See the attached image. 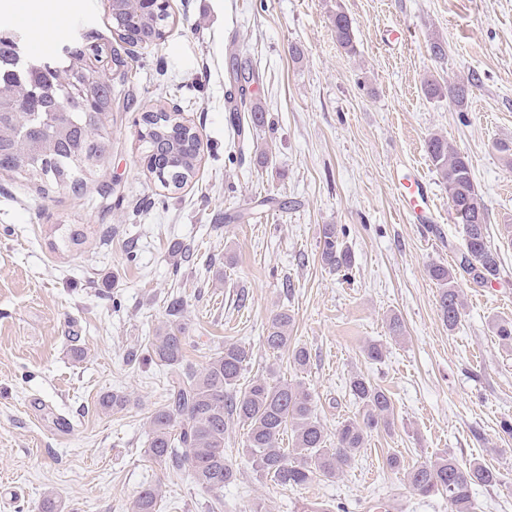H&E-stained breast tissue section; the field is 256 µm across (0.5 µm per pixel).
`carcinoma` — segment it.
<instances>
[{"label": "carcinoma", "instance_id": "cac0c4a2", "mask_svg": "<svg viewBox=\"0 0 512 512\" xmlns=\"http://www.w3.org/2000/svg\"><path fill=\"white\" fill-rule=\"evenodd\" d=\"M111 10L112 27L120 41L158 46L165 40L168 8L147 6L142 0H115ZM332 25L337 44L354 52L356 35L350 17L338 8ZM83 56L79 46L64 49L62 55L38 56L20 35L0 30V60L11 59L19 65L17 75L7 81L0 78V170L41 182L43 192L48 186L81 187L91 173L84 158L101 160L109 149L104 120L112 105V83L85 68ZM479 83L474 74L465 84L432 79L424 82L423 92L429 98H446L461 110L470 88ZM65 95L83 102V107L61 119L55 105ZM140 136L145 157L155 161L147 167L148 173L165 188H182L198 163L195 132L178 121L176 113L161 108L142 114ZM426 153L448 190V203L465 234L458 269L441 264L428 269L438 285L441 319L452 330L464 310L457 275L477 284L491 283L500 276L501 258L489 241L487 208L468 157L437 134L426 141ZM320 246L325 266L350 269L352 256L339 241L336 225H323ZM182 313V300L169 299L171 320L148 341L150 359L167 367L170 379L167 403L149 417L146 453L158 465L189 467L199 490L218 498L224 487L237 480L224 450V434L232 420L246 426L244 448L254 472L291 488H301L317 477H336L364 448L368 433L391 429L389 394L362 374L349 379V391L361 407L359 415L341 422L331 435L318 420L311 393L300 382L257 378L244 391H235L251 357L242 345L224 344L200 369L184 364L187 342ZM291 322L288 313L276 314L267 327L265 345L273 352H288L293 364L303 368L309 354L302 346L290 345ZM288 431L291 449L282 447ZM405 478L418 495L445 496L449 512H472L473 489L500 482L498 472L485 465H461L447 456L407 470ZM158 507L159 493L148 487L131 501L129 512H158Z\"/></svg>", "mask_w": 512, "mask_h": 512}]
</instances>
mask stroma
<instances>
[{
	"label": "stroma",
	"mask_w": 512,
	"mask_h": 512,
	"mask_svg": "<svg viewBox=\"0 0 512 512\" xmlns=\"http://www.w3.org/2000/svg\"><path fill=\"white\" fill-rule=\"evenodd\" d=\"M61 15L80 43H116L109 0H29ZM352 20L355 53L336 44L330 18ZM160 46L116 43L124 66L97 74L116 90L106 119L111 149L81 192L35 185L0 170V512H39L54 492L65 512H128L158 487L159 512H299L324 502L360 512L365 500L392 512H448L387 465L446 454L496 470L478 487L474 512H512V346L494 333L512 320V0H169ZM448 45L444 60L431 38ZM248 62L259 92L230 123V72ZM467 106L425 97L428 77L466 81ZM177 110L200 137L197 171L172 191L150 178L139 137L142 112ZM265 115L254 124L251 113ZM433 134L466 155L489 215L503 269L478 285L461 279V324L444 325L427 268L457 265L463 229L425 151ZM269 153L258 164L256 149ZM429 180L441 216L433 233L407 223L397 177ZM335 225L353 264L346 275L320 260V231ZM78 241H71V233ZM189 248V257L174 252ZM184 303L185 359L199 368L238 342L251 352L239 380L302 382L327 431L356 416L349 392L361 373L394 405L391 432L375 431L333 479L288 488L258 477L231 424L226 442L239 474L220 508L188 469L172 474L145 453L148 418L167 386L166 367L141 359L162 329L170 296ZM288 312L293 343L309 351L297 370L262 343ZM404 334L392 337L390 317ZM385 346L382 361L363 353ZM82 349L73 359L72 349ZM125 407L102 409L104 394Z\"/></svg>",
	"instance_id": "obj_1"
}]
</instances>
